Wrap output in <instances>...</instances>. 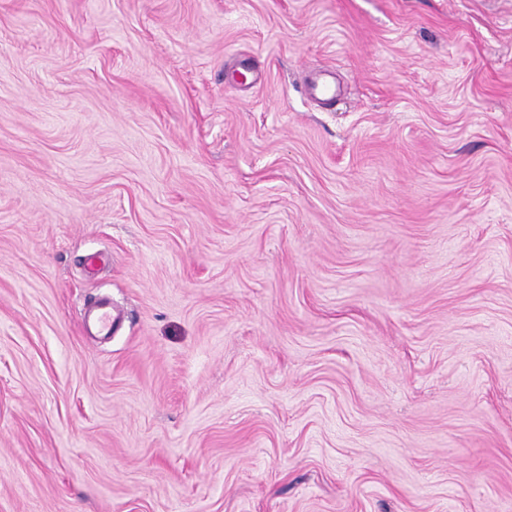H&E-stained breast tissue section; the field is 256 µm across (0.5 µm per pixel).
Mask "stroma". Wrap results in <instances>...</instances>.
Listing matches in <instances>:
<instances>
[{"mask_svg":"<svg viewBox=\"0 0 512 512\" xmlns=\"http://www.w3.org/2000/svg\"><path fill=\"white\" fill-rule=\"evenodd\" d=\"M0 512H512V0H0ZM82 320L83 332L93 328L99 335H110L118 317L108 302L101 301L86 311Z\"/></svg>","mask_w":512,"mask_h":512,"instance_id":"35a3bbf8","label":"stroma"}]
</instances>
